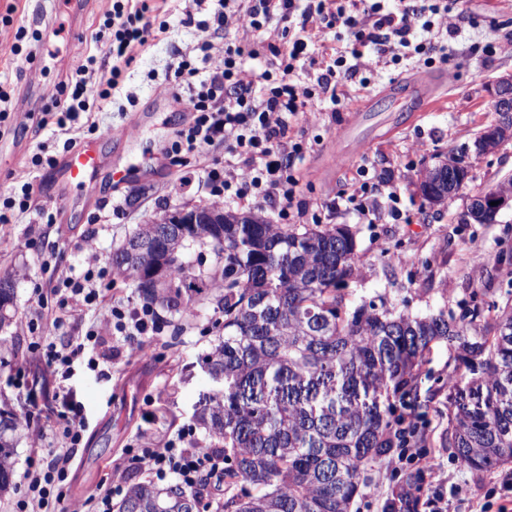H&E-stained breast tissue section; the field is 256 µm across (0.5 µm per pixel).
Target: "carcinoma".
Segmentation results:
<instances>
[{"label":"carcinoma","mask_w":512,"mask_h":512,"mask_svg":"<svg viewBox=\"0 0 512 512\" xmlns=\"http://www.w3.org/2000/svg\"><path fill=\"white\" fill-rule=\"evenodd\" d=\"M420 188L440 205L461 190L469 171L448 160ZM177 240L176 227L142 224L112 258L139 297L186 312L217 293L224 337L201 360L209 375L238 384L212 396L198 420L224 443V491L217 512H351L373 466L423 431L393 414L392 399L422 416L420 382L437 342L460 350L448 369L456 392L446 447L463 467L491 471L512 461V302L458 320L378 311L349 303L343 285L358 261L347 226L280 225L255 213H224ZM209 248L221 267H166L171 250ZM15 274L0 275V329L13 321ZM25 424L0 410V496L13 488L15 439ZM420 475H404L406 496L384 512H417ZM205 488L177 482L129 486L115 512H198Z\"/></svg>","instance_id":"1"}]
</instances>
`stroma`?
<instances>
[{"mask_svg":"<svg viewBox=\"0 0 512 512\" xmlns=\"http://www.w3.org/2000/svg\"><path fill=\"white\" fill-rule=\"evenodd\" d=\"M145 20L166 22L168 35L146 52L137 53L123 82L108 103L90 98L92 121L62 133L55 125L38 126L57 84L70 78L88 55L105 59L107 48L93 34L105 20L108 0H91L86 12L62 11L58 0H0V86L12 101L27 100L33 119L0 138V195L12 187L11 173L27 166L39 148L64 158L65 139L93 143L100 166L84 186L72 188L67 206L56 195L63 183L61 167L32 171L36 195L31 208L17 223L0 229V273H14L17 321L4 331L12 350L0 356V407L46 432L42 443L22 438L16 448L15 487L0 498V512H13L19 487L33 462L44 457L57 440L44 413L34 412L32 400H44L57 388L72 390L85 413L83 439L74 453L66 486L72 497L97 502L109 485L116 465L130 464L136 449L163 447L184 427H193L196 439L214 447L196 412L203 396L217 384L199 360L217 344L224 330L214 298L195 306L194 316L157 309L155 354L147 360L104 363L103 374L74 364L68 379L53 376L30 351L31 336L19 322L38 306L40 286L53 272L84 270L87 253L81 244L92 238L101 265L109 267L139 225L149 223L176 206L212 204L204 185L209 165L223 161L217 145L203 154H171L170 147L184 127L186 115L174 97L172 76L182 60L207 72L198 44L208 40L242 47L245 66L275 70L272 47L282 45L280 25L271 23L251 31L238 24L218 28L198 11L193 0H147ZM464 13L459 36L449 38L450 64H436L418 73L411 61L386 63L371 88L347 84L349 107L323 110L299 118L295 131L308 150L296 164L298 191L291 213L297 224L349 226L355 234L358 265L347 280L348 299L415 316L444 313L457 318L473 308L487 309L512 294V279L496 266L500 253L512 251V208L501 209L488 224H476L467 211L475 192L512 175V142L473 161L465 190L441 206L424 205L414 184L419 171L433 165L448 151L473 144L477 134L493 122L487 88L500 76L512 73V51L487 53L490 42L512 38V0H461ZM38 31L39 40L24 43L13 54L19 29ZM426 78L435 105L423 108L408 99L398 108L391 94L396 87ZM369 110L372 128L367 147L339 141L351 111ZM135 129L132 141L112 139L113 128ZM345 163H337V152ZM397 189L403 217L393 220L386 195L376 198L379 218L368 223L353 206L340 204L336 194L351 191L360 180ZM56 210L53 225L41 211ZM56 253L57 270L43 259ZM456 351L439 343L421 379V394L429 403L420 421L428 446L424 453L432 469L421 474L420 512H435L447 500L448 512H474L477 499L497 505L503 494L500 478L512 473V464L485 473L457 468L443 438L448 427V390L441 379L455 362ZM409 465L381 462L369 486L362 488L352 512H383Z\"/></svg>","mask_w":512,"mask_h":512,"instance_id":"1","label":"stroma"}]
</instances>
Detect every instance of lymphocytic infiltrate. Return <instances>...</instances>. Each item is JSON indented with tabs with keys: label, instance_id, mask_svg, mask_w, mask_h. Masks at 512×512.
<instances>
[{
	"label": "lymphocytic infiltrate",
	"instance_id": "f902f5d3",
	"mask_svg": "<svg viewBox=\"0 0 512 512\" xmlns=\"http://www.w3.org/2000/svg\"><path fill=\"white\" fill-rule=\"evenodd\" d=\"M216 23L235 20L246 28L280 23L288 46L279 54L277 73L256 71L242 66L239 46L218 48L211 42L199 46L203 61L212 68L199 78L197 68L180 62L174 72L177 99L187 114L185 128L172 146L174 153H201L211 146L224 147V163L212 164L206 184L212 195L250 206L276 199L282 204L280 218L290 215L299 184L294 161L305 153L301 139H286L285 134L299 118L311 111L315 98H328L335 111L347 103L337 92L338 85L359 81L369 87L381 59L392 62L418 58L423 67L448 62L439 39L456 33V25L442 17L440 0H399L397 11H385L382 0H216ZM145 0H112L107 22L96 40L106 42L108 70L96 66L95 56L71 78L57 85L43 109L41 124L56 122L59 129L79 120L91 107L85 93L96 87L100 99H109L124 72L135 59V50H147L162 40L165 24L144 22ZM334 44H327L326 34ZM52 155L34 154L29 166L12 173L16 195L0 199V224L16 223L32 204L34 184L31 170L55 167ZM103 267L91 266L83 275H65L50 283L55 306L50 311H35L25 318L23 328L35 335L34 352L47 369L68 375L74 363L98 371L99 350L112 335L127 337V344L113 347L112 357L128 361L141 357L153 346L156 334L154 311L149 305L129 306L106 303L96 280ZM108 306L110 316L99 325L89 326L71 337L65 345L54 341L71 313ZM59 409L56 427L59 447L50 449L48 458L31 466L25 475L17 512H86L85 502L68 498L65 480L70 450L79 447L85 430L83 408L70 392L56 393ZM133 466L112 470L109 491L98 501L101 512H109L112 495L120 491L133 471L144 470L163 479L177 478L190 489H197L202 477L220 479L224 473V453L206 448L180 431L161 448H142L133 457Z\"/></svg>",
	"mask_w": 512,
	"mask_h": 512
}]
</instances>
